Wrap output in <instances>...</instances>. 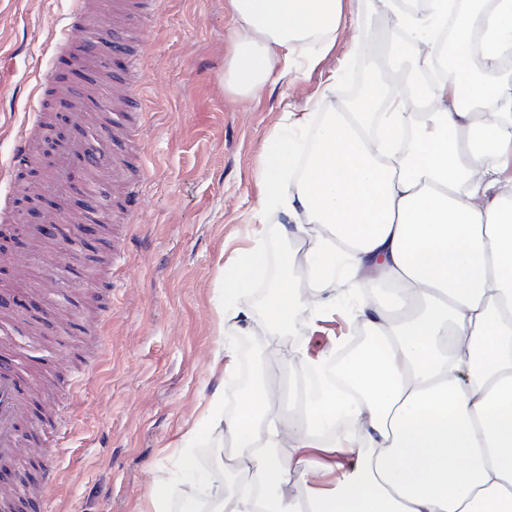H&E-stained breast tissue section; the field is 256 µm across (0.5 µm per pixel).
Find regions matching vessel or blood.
<instances>
[{"label":"vessel or blood","instance_id":"obj_1","mask_svg":"<svg viewBox=\"0 0 512 512\" xmlns=\"http://www.w3.org/2000/svg\"><path fill=\"white\" fill-rule=\"evenodd\" d=\"M152 6L153 0H71L53 66L81 73L84 82L78 89L51 77L35 83L32 114L16 132L6 170L14 172L21 160L33 159L37 135L50 121L52 107L65 106L77 137L45 179L29 186L10 181L7 196L0 198V212H10L12 197L27 191L55 198L56 208L49 215L53 224L130 223L129 202L139 182L133 155L143 145L134 118L139 69L147 51L143 21ZM76 27L85 33L82 40L69 36ZM116 57L126 63L124 76L118 78L110 68ZM73 194L90 201L82 213L67 210ZM43 385L41 379L21 377L12 359L0 357V466H19V448L25 442L21 426L36 430L45 424L47 409L38 395Z\"/></svg>","mask_w":512,"mask_h":512}]
</instances>
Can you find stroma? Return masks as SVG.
<instances>
[{
  "label": "stroma",
  "mask_w": 512,
  "mask_h": 512,
  "mask_svg": "<svg viewBox=\"0 0 512 512\" xmlns=\"http://www.w3.org/2000/svg\"><path fill=\"white\" fill-rule=\"evenodd\" d=\"M142 63L143 203L112 267V285L70 302L74 322H97L99 333L60 332L45 317L38 340L11 339L19 371L35 370L67 385L65 444L53 456L32 449L24 459L33 482L58 473L48 503L27 512H145L156 481L174 490L169 512H196L181 494L183 456L208 474L211 449L225 447L223 429L183 436L213 395L239 397L246 362L283 388L305 375L302 355L322 356L351 330L344 315L310 332L297 319L282 335L225 332L218 316L224 269L244 247L248 225L263 223V244L280 242L277 218L258 217L256 170L269 133L287 113L306 115L304 133L321 113L339 107L323 97L353 62L376 60L389 18L347 0L334 47L312 65L242 96L224 84L233 32L228 0H156ZM69 0H0V162L28 118V95L53 56ZM232 347L235 364L222 356Z\"/></svg>",
  "instance_id": "obj_1"
}]
</instances>
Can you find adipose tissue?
<instances>
[{"label": "adipose tissue", "mask_w": 512, "mask_h": 512, "mask_svg": "<svg viewBox=\"0 0 512 512\" xmlns=\"http://www.w3.org/2000/svg\"><path fill=\"white\" fill-rule=\"evenodd\" d=\"M228 2L224 83L243 96L276 68L329 52L344 20L345 0ZM376 3L413 43L411 68L395 84L372 73L365 95L320 126L302 175L282 128L256 172L261 212L279 214L297 245L269 323L315 325L335 314L340 287L387 288L351 316L373 338L343 370L355 427L341 423L338 392L309 395L296 426L272 383L248 389L227 418L214 396L202 419L238 447L223 473L252 481L209 497L211 512H512V82L499 76L512 0ZM446 25L454 70L424 81L432 33ZM267 266L256 244L225 275V328L247 319L242 297Z\"/></svg>", "instance_id": "1"}]
</instances>
